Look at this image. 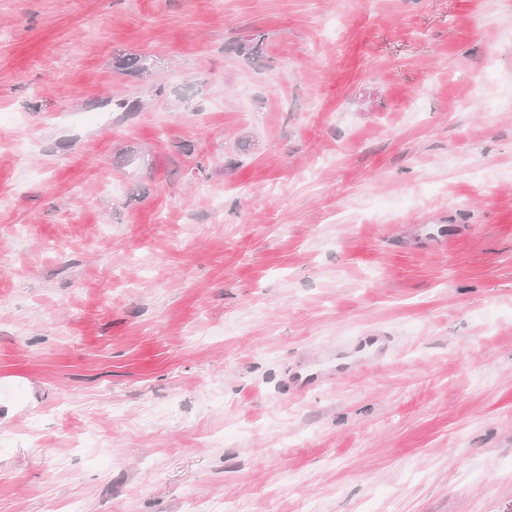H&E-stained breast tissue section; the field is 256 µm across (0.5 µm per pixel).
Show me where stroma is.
<instances>
[{"mask_svg": "<svg viewBox=\"0 0 512 512\" xmlns=\"http://www.w3.org/2000/svg\"><path fill=\"white\" fill-rule=\"evenodd\" d=\"M1 374L0 512H512V0H0ZM454 231L451 224H418L415 226L414 239L423 247L442 249L454 237ZM389 336H366L356 347L360 354L359 363L368 365H380L384 362L388 350Z\"/></svg>", "mask_w": 512, "mask_h": 512, "instance_id": "1", "label": "stroma"}]
</instances>
